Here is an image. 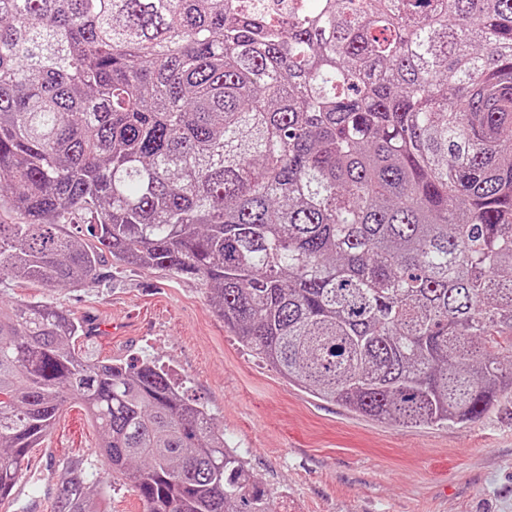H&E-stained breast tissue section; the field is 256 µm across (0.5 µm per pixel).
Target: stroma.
<instances>
[{"label": "stroma", "instance_id": "obj_1", "mask_svg": "<svg viewBox=\"0 0 512 512\" xmlns=\"http://www.w3.org/2000/svg\"><path fill=\"white\" fill-rule=\"evenodd\" d=\"M37 299L105 327L76 340L79 352L152 360L204 404L276 512H512V396L462 424L401 427L282 378L225 327L198 279L108 265L77 288L0 279V305ZM50 437L64 463L95 459L101 433L70 401Z\"/></svg>", "mask_w": 512, "mask_h": 512}]
</instances>
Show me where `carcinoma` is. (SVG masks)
Wrapping results in <instances>:
<instances>
[{"label": "carcinoma", "mask_w": 512, "mask_h": 512, "mask_svg": "<svg viewBox=\"0 0 512 512\" xmlns=\"http://www.w3.org/2000/svg\"><path fill=\"white\" fill-rule=\"evenodd\" d=\"M105 255L200 280L316 397L483 415L512 391V0H0V277L79 287ZM83 335L0 308L1 499L74 399L145 512H273L202 405ZM104 495L70 462L53 512Z\"/></svg>", "instance_id": "carcinoma-1"}]
</instances>
